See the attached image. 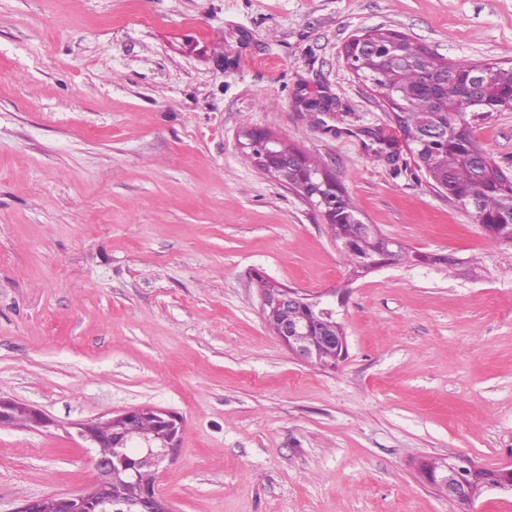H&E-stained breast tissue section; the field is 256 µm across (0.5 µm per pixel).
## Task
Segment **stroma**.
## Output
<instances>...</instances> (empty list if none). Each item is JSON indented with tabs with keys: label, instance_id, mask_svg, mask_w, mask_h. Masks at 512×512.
<instances>
[{
	"label": "stroma",
	"instance_id": "35a3bbf8",
	"mask_svg": "<svg viewBox=\"0 0 512 512\" xmlns=\"http://www.w3.org/2000/svg\"><path fill=\"white\" fill-rule=\"evenodd\" d=\"M374 28L512 59V0H0V397L53 421L0 429V512L90 489L75 424L141 406L182 421L170 512H512L419 474L512 462V245L426 183L346 65ZM251 131L422 261L352 278ZM475 136L512 174V111ZM260 273L333 302L345 361L288 351ZM247 142L244 143V147L250 150L257 149L259 156L256 155L258 161L263 163L269 171L281 180L286 186H288V170L300 166L302 164L301 158L294 152L284 148L282 144L273 139L267 138L265 135L260 138L257 134H247ZM301 155L306 162V168L308 170L318 169L319 167L315 164H310L305 157L298 151L291 149Z\"/></svg>",
	"mask_w": 512,
	"mask_h": 512
}]
</instances>
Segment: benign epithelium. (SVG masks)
I'll return each mask as SVG.
<instances>
[{
  "label": "benign epithelium",
  "instance_id": "1",
  "mask_svg": "<svg viewBox=\"0 0 512 512\" xmlns=\"http://www.w3.org/2000/svg\"><path fill=\"white\" fill-rule=\"evenodd\" d=\"M466 83L470 88L468 106L472 110L480 108L485 100L486 86L481 80L480 73L471 71ZM244 146L259 151L258 161L269 171L288 183V170L302 164L301 158L294 152L284 148L282 144L257 134H247ZM261 290L263 315L279 320L278 340L298 359L315 364L318 359V346L308 336L309 321L302 320L298 315L288 316V313L308 307L319 308L318 316L325 319L336 314L335 308L328 302H323L301 289L285 288L275 283L258 279ZM27 414L25 425L30 428H43L51 421L38 409L12 399L0 398V428L17 425V413ZM143 412L141 408H133L115 416L118 425L115 428L113 446L125 448L132 445L138 448L137 458L128 464L125 454H120L117 461L92 457L97 479L91 489L74 494L50 495L29 500L23 503L17 512H133L134 506L141 507V512H168L164 500L154 490H143L142 502L134 505L130 502L112 500V483L125 478L133 479V473L142 465L159 469L167 452L174 448L179 431V419L172 413L156 409L154 413L162 416L171 429L169 440L160 444L141 436L135 421ZM76 435L84 442L85 448L92 450L99 446L100 437L95 430V423H80L75 426ZM422 477L435 486L439 492L452 500H470L485 489L512 488V462L496 469L497 477L488 479L464 459L455 462L439 460L435 463L426 461L420 466Z\"/></svg>",
  "mask_w": 512,
  "mask_h": 512
}]
</instances>
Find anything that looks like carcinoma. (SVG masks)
<instances>
[{
    "mask_svg": "<svg viewBox=\"0 0 512 512\" xmlns=\"http://www.w3.org/2000/svg\"><path fill=\"white\" fill-rule=\"evenodd\" d=\"M392 35L388 30L368 31L366 45L346 56L347 64L389 102L412 160L428 183L493 239L512 244V182L497 177L498 168L474 137V128L488 113L512 107V65L495 60L445 63L404 35L393 46ZM472 67L482 71L488 86L487 113L465 106L460 72ZM334 198L336 216L330 217V229L336 239L351 244L344 256L358 268L376 256L378 241L363 233V222L341 188ZM141 430L150 438L166 437V425L155 417L142 422Z\"/></svg>",
    "mask_w": 512,
    "mask_h": 512,
    "instance_id": "obj_1",
    "label": "carcinoma"
}]
</instances>
